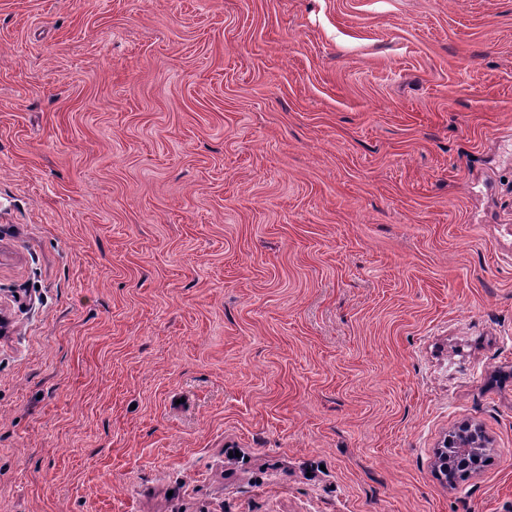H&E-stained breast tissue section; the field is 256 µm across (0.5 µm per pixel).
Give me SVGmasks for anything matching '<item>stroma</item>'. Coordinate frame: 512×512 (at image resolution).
I'll return each mask as SVG.
<instances>
[{"label": "stroma", "instance_id": "stroma-1", "mask_svg": "<svg viewBox=\"0 0 512 512\" xmlns=\"http://www.w3.org/2000/svg\"><path fill=\"white\" fill-rule=\"evenodd\" d=\"M0 316V512H512V0H0ZM454 447V448H448ZM443 448H447V453L442 450L438 451L436 456V471L444 478L449 485H453L455 480L453 478V467L448 463V456H453L455 449L459 448L456 456V463L469 464L470 459L479 453L478 448H487L485 436L482 435V430L478 426L471 424H462L445 439Z\"/></svg>", "mask_w": 512, "mask_h": 512}]
</instances>
